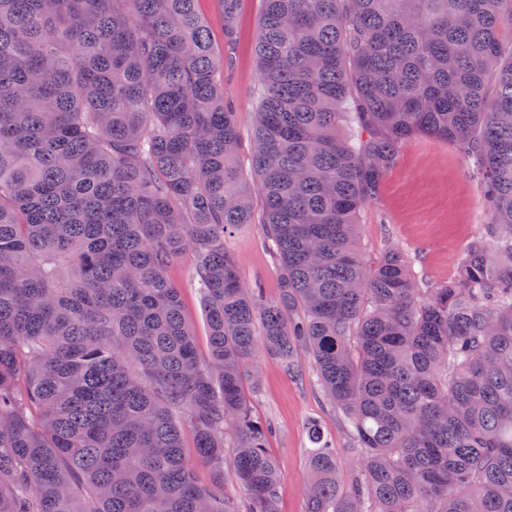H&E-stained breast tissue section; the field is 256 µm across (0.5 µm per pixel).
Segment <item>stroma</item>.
<instances>
[{"label": "stroma", "instance_id": "obj_1", "mask_svg": "<svg viewBox=\"0 0 512 512\" xmlns=\"http://www.w3.org/2000/svg\"><path fill=\"white\" fill-rule=\"evenodd\" d=\"M198 8L211 27L215 48L224 54V95L237 111L242 137L239 164L251 175V135L255 119L259 66L253 51L262 0H244L235 22L233 48L224 43V19L215 0H199ZM483 205V185L469 159L454 145L433 137L414 136L400 148L394 167L382 180L376 196L359 216V243L366 263L395 248L409 257L427 287L447 284L459 271L467 247L477 239L494 246ZM239 274L248 286H260L267 301L279 295L281 270L265 242L263 208L255 206L254 221L233 230L226 239ZM194 261L186 254L169 269L181 288L187 320L197 336L200 355L208 353V322L193 279ZM302 375L288 373L279 360L258 358L257 383H245L253 413L272 428L267 450L280 473L279 512H304L310 482L308 459L312 444L307 435L317 425L336 448L338 476L350 484L359 460L341 414L312 382L307 350H299Z\"/></svg>", "mask_w": 512, "mask_h": 512}]
</instances>
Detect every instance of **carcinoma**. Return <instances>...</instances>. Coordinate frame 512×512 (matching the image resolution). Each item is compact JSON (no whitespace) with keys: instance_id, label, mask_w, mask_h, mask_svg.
<instances>
[{"instance_id":"obj_1","label":"carcinoma","mask_w":512,"mask_h":512,"mask_svg":"<svg viewBox=\"0 0 512 512\" xmlns=\"http://www.w3.org/2000/svg\"><path fill=\"white\" fill-rule=\"evenodd\" d=\"M196 4L0 0V512H237L229 441L246 512H277L243 381L299 346L360 453L346 490L311 429L305 512H512V0H264L252 187ZM418 134L473 160L496 238L433 288L356 243ZM255 191L272 303L224 245ZM194 261L191 253L177 259L169 269V276L181 287L182 301L187 320L197 336L200 356L208 357V322L200 304L196 284L193 279ZM224 451V497L237 509L243 510L247 501V492L233 473V448H224Z\"/></svg>"}]
</instances>
